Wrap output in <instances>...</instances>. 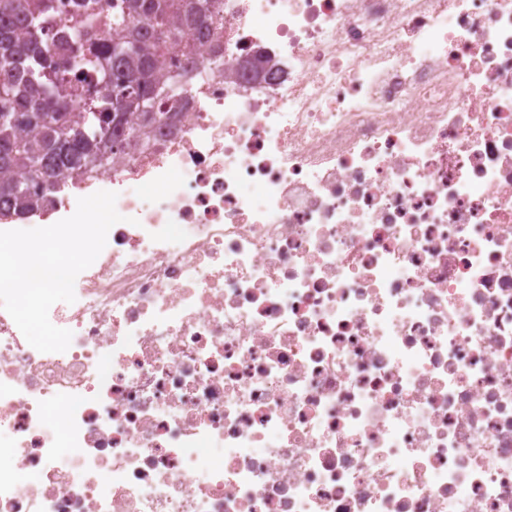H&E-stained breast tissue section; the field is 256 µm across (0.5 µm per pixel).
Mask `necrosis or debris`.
Wrapping results in <instances>:
<instances>
[{"mask_svg":"<svg viewBox=\"0 0 512 512\" xmlns=\"http://www.w3.org/2000/svg\"><path fill=\"white\" fill-rule=\"evenodd\" d=\"M206 13L144 143L37 213L123 220L66 351L0 309V512H512V0Z\"/></svg>","mask_w":512,"mask_h":512,"instance_id":"necrosis-or-debris-1","label":"necrosis or debris"}]
</instances>
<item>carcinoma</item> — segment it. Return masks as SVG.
I'll list each match as a JSON object with an SVG mask.
<instances>
[{"label":"carcinoma","instance_id":"cac0c4a2","mask_svg":"<svg viewBox=\"0 0 512 512\" xmlns=\"http://www.w3.org/2000/svg\"><path fill=\"white\" fill-rule=\"evenodd\" d=\"M126 15L112 18L105 43L85 40L102 26L100 0H78L62 17L53 0H0V200L25 216L39 208L27 182L37 178L51 190L64 174L81 175L112 158L110 143L155 121V108L176 91L179 78L159 80L163 49L178 21L197 35L208 31L207 17L194 0H126ZM69 31L67 50L51 51L45 40ZM99 75L85 92L84 74ZM72 83L62 99L58 86ZM85 108L82 122L71 109Z\"/></svg>","mask_w":512,"mask_h":512}]
</instances>
